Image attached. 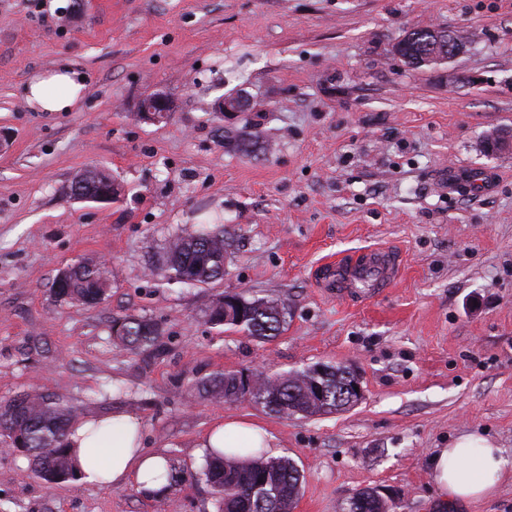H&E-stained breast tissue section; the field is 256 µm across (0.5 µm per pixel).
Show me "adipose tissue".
<instances>
[{"instance_id": "ef3b65f1", "label": "adipose tissue", "mask_w": 512, "mask_h": 512, "mask_svg": "<svg viewBox=\"0 0 512 512\" xmlns=\"http://www.w3.org/2000/svg\"><path fill=\"white\" fill-rule=\"evenodd\" d=\"M85 84L70 61L62 60L28 82L25 98L37 112H71L81 103ZM72 465L76 481L92 486L135 484L138 490L160 496L166 493L168 471L164 459L148 453L142 443L141 422L130 414L88 420L70 436ZM273 448L272 436L262 427L241 418L215 424L202 438L198 452L216 450L247 452ZM512 470L502 449L491 443L476 444L459 438L453 447L436 449L429 479L444 502L479 501L490 494Z\"/></svg>"}]
</instances>
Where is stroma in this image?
Wrapping results in <instances>:
<instances>
[{"mask_svg":"<svg viewBox=\"0 0 512 512\" xmlns=\"http://www.w3.org/2000/svg\"><path fill=\"white\" fill-rule=\"evenodd\" d=\"M414 27L448 29L464 53L412 69L393 47ZM73 62L76 111L36 112L29 79ZM249 106L221 114L219 98ZM167 96L164 122L140 101ZM512 0H0V399L38 390L82 418L138 416L169 492L134 484L50 486L0 448V512H218L197 447L225 416L265 428L303 475L294 512H342L359 488L392 512H440L435 449L473 435L512 457ZM117 200L75 199L86 168ZM217 219L224 278L164 284L168 239ZM387 248L398 281L372 299L324 294L327 258ZM107 261L106 303L56 301L80 258ZM284 302L260 342L210 327L219 293ZM152 318L161 351L113 344L112 322ZM351 367L349 410L268 414L193 390L214 374Z\"/></svg>","mask_w":512,"mask_h":512,"instance_id":"obj_1","label":"stroma"}]
</instances>
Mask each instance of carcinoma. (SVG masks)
I'll use <instances>...</instances> for the list:
<instances>
[{"label":"carcinoma","instance_id":"cac0c4a2","mask_svg":"<svg viewBox=\"0 0 512 512\" xmlns=\"http://www.w3.org/2000/svg\"><path fill=\"white\" fill-rule=\"evenodd\" d=\"M429 37L406 39L402 62L411 68L427 66ZM72 194L84 201L115 186L104 169L84 170L72 183ZM224 225L198 224L190 233L173 237L161 257L159 274L171 284L205 288L224 278ZM112 270L93 260L71 264L69 276L53 288L55 297L78 306H95L110 297ZM236 312L224 315V295L208 307L207 322L214 328L229 327L265 341L277 336L286 324L285 307L265 297L233 295ZM115 344L130 351L158 347V324L147 317L128 315L114 322ZM243 373H218L195 385L216 401L234 402L250 396L278 416L308 418L333 414L355 404L349 386L354 380L343 366L316 364L286 374H254V387L241 388ZM77 412L40 392H25L0 401V442L31 455L34 472L48 485L72 478L69 436ZM202 475L218 498L219 512H292L302 492V475L288 457H267L253 452L248 457L217 452L205 459ZM343 512H391L384 499L368 489L354 493Z\"/></svg>","mask_w":512,"mask_h":512}]
</instances>
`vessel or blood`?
I'll return each instance as SVG.
<instances>
[{"instance_id":"vessel-or-blood-1","label":"vessel or blood","mask_w":512,"mask_h":512,"mask_svg":"<svg viewBox=\"0 0 512 512\" xmlns=\"http://www.w3.org/2000/svg\"><path fill=\"white\" fill-rule=\"evenodd\" d=\"M399 268V259L391 250L372 248L326 269L321 283L323 287L335 289L340 296L348 295L353 288L380 292L394 283Z\"/></svg>"}]
</instances>
